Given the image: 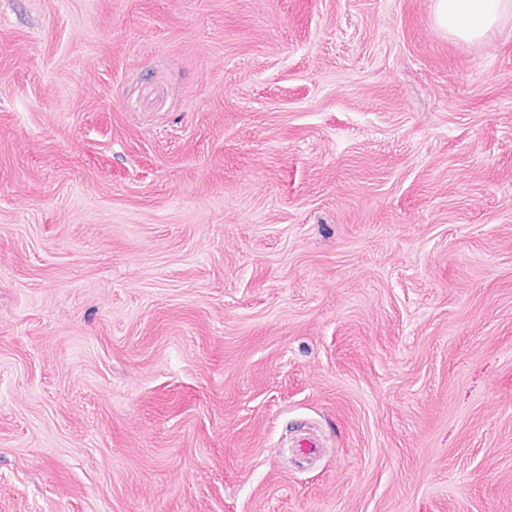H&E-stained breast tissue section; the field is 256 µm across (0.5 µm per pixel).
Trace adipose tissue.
<instances>
[{"mask_svg":"<svg viewBox=\"0 0 512 512\" xmlns=\"http://www.w3.org/2000/svg\"><path fill=\"white\" fill-rule=\"evenodd\" d=\"M434 13L437 23L453 36L478 42L512 15V0H435Z\"/></svg>","mask_w":512,"mask_h":512,"instance_id":"ef3b65f1","label":"adipose tissue"}]
</instances>
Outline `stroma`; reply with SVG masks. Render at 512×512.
Returning a JSON list of instances; mask_svg holds the SVG:
<instances>
[{"instance_id": "1", "label": "stroma", "mask_w": 512, "mask_h": 512, "mask_svg": "<svg viewBox=\"0 0 512 512\" xmlns=\"http://www.w3.org/2000/svg\"><path fill=\"white\" fill-rule=\"evenodd\" d=\"M0 0V512H512V16ZM436 22L453 36L481 41L512 13L511 0H435Z\"/></svg>"}]
</instances>
